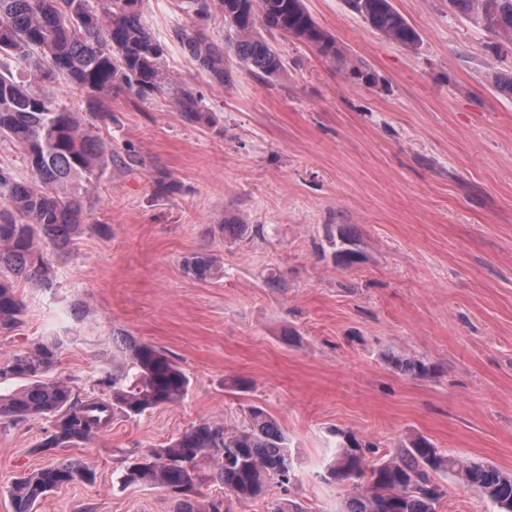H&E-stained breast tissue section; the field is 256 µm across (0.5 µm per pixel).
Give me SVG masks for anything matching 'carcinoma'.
I'll return each mask as SVG.
<instances>
[{
  "instance_id": "carcinoma-1",
  "label": "carcinoma",
  "mask_w": 512,
  "mask_h": 512,
  "mask_svg": "<svg viewBox=\"0 0 512 512\" xmlns=\"http://www.w3.org/2000/svg\"><path fill=\"white\" fill-rule=\"evenodd\" d=\"M142 0H0V137L9 139L29 167L31 178L19 179L0 166V331L20 320L23 302L19 282L38 288L53 286L52 270L43 249L73 248L87 219V202L98 179L106 145L90 134L79 113L55 101L50 85L62 78L84 94L87 111L106 120L104 100L120 93L145 99L175 91L182 117L208 124L212 117L191 88L180 86L164 69L166 44L142 22ZM390 43L414 49L419 34L392 0H343ZM448 10L498 40L512 45V0H448ZM191 22L172 30L173 40L213 81L232 80L224 46L206 33L217 17L239 67L269 80L283 69V58L265 36L294 38L337 61L347 72L358 68L343 56L336 41L316 23L303 0H187ZM261 227L224 217V235ZM355 236L349 225L330 239L336 261L356 262ZM216 258L197 253L184 262L193 277L211 275ZM112 347L125 361L112 366L103 381L105 398L81 400L65 382L44 379L58 356L55 343H41L0 365V379L17 378L27 385L8 396L0 394V421L21 422L48 415L47 435L35 450L53 461L16 478L10 487L13 512H35L48 493L76 481L94 479L84 461L63 456L68 448L109 427L112 416L128 418L179 402L190 380L184 370L156 347L127 336L112 337ZM399 371L418 378L435 367L419 358L391 356ZM338 452L326 478L346 484L349 494L342 512H438L447 495L435 474L448 471L476 489L499 512H512V472L487 462L441 455L432 442L417 438L378 465L365 463L356 437L336 432ZM210 479L236 499L266 494L273 484L287 486L296 479L286 439L265 409L253 406L247 421L228 429L204 420L180 437L130 462L118 483L158 486L175 503L174 512H224V501L197 497V486Z\"/></svg>"
}]
</instances>
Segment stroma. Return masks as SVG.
Instances as JSON below:
<instances>
[{
  "label": "stroma",
  "mask_w": 512,
  "mask_h": 512,
  "mask_svg": "<svg viewBox=\"0 0 512 512\" xmlns=\"http://www.w3.org/2000/svg\"><path fill=\"white\" fill-rule=\"evenodd\" d=\"M304 2L360 75L278 37L277 77L237 70L222 86L172 43L168 71L201 94L214 125L185 121L167 93L107 101L89 225L75 253L50 254L53 288L19 284L24 314L0 332V364L55 341L50 378L98 397L120 332L165 351L190 387L68 449L94 481L50 492L36 512H173L163 489L120 487L127 462L203 419L240 426L253 406L280 424L297 479L246 502L202 485L229 512L288 498L340 512L348 489L323 478L337 429L369 442L371 463L424 437L512 471V98L491 79L512 72V46L444 0H394L420 36L413 51L341 0ZM142 13L160 39L187 21L183 0H144ZM161 178L173 191L158 190ZM228 216L265 233L227 239ZM343 224L359 251L347 269L327 241ZM204 251L220 263L200 280L184 262ZM273 270L286 287L267 286ZM392 351L438 371L405 376ZM49 427L0 424V512H12V481L48 464L34 447ZM436 479L441 512H497L451 474Z\"/></svg>",
  "instance_id": "1"
}]
</instances>
